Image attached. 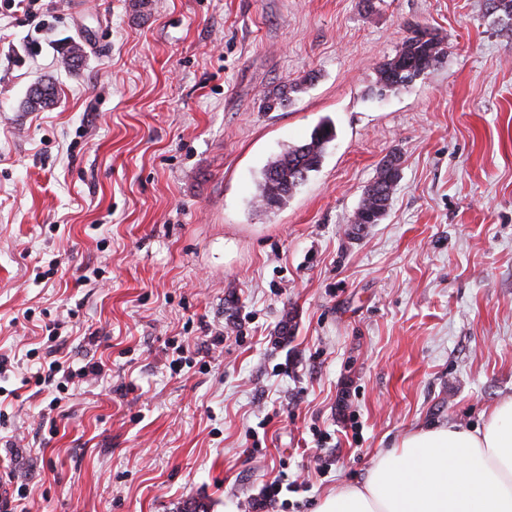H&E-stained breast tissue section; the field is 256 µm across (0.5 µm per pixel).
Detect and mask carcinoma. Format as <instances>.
<instances>
[{
    "label": "carcinoma",
    "mask_w": 512,
    "mask_h": 512,
    "mask_svg": "<svg viewBox=\"0 0 512 512\" xmlns=\"http://www.w3.org/2000/svg\"><path fill=\"white\" fill-rule=\"evenodd\" d=\"M443 39L430 28L413 31L403 38L396 54L381 62L376 69V84L379 89L396 91L411 84L415 73L412 67L429 70L441 61ZM84 57L81 44L74 42L62 53V64L69 70L78 69ZM298 83H288V88L278 89L263 96V110L283 108L290 100L289 91L296 90ZM57 102L56 85L50 81L39 80L29 90L24 101L28 111H38L53 106ZM336 138L335 126L328 119L321 121L312 131L309 140L303 144L291 145L271 157L260 172L254 203L261 210H272L284 206L293 192L302 185L311 173L318 171L325 157L329 144ZM400 176V157L393 154L390 161H382L376 183H387L388 191L369 193L363 190L359 208L373 214L380 220L385 214L392 198L393 184Z\"/></svg>",
    "instance_id": "carcinoma-1"
}]
</instances>
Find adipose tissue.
Instances as JSON below:
<instances>
[{
  "label": "adipose tissue",
  "mask_w": 512,
  "mask_h": 512,
  "mask_svg": "<svg viewBox=\"0 0 512 512\" xmlns=\"http://www.w3.org/2000/svg\"><path fill=\"white\" fill-rule=\"evenodd\" d=\"M316 512H512V397L480 427L407 432L362 484L336 488Z\"/></svg>",
  "instance_id": "adipose-tissue-1"
}]
</instances>
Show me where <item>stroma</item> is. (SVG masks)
<instances>
[{
	"mask_svg": "<svg viewBox=\"0 0 512 512\" xmlns=\"http://www.w3.org/2000/svg\"><path fill=\"white\" fill-rule=\"evenodd\" d=\"M414 24L441 63L378 95ZM45 78L56 104L24 111ZM325 117L319 171L256 210L264 165ZM392 153L388 213L359 228ZM52 334L72 369L103 365L60 400L35 383ZM0 355V459L13 443L30 512H251L283 472L308 481L268 512H314L408 429L481 423L512 396V20L487 0H0ZM389 157H391V160L387 162L386 159ZM400 159V156H397L396 154L387 156L380 164L377 175L371 182L386 184L388 180H391L392 185L387 186V192L383 194H370L368 187L371 183L368 184L363 190L361 201L358 207L359 209H364L366 213H371L375 216L376 223L373 224H377L389 206L394 185L397 183L400 176Z\"/></svg>",
	"mask_w": 512,
	"mask_h": 512,
	"instance_id": "35a3bbf8",
	"label": "stroma"
}]
</instances>
